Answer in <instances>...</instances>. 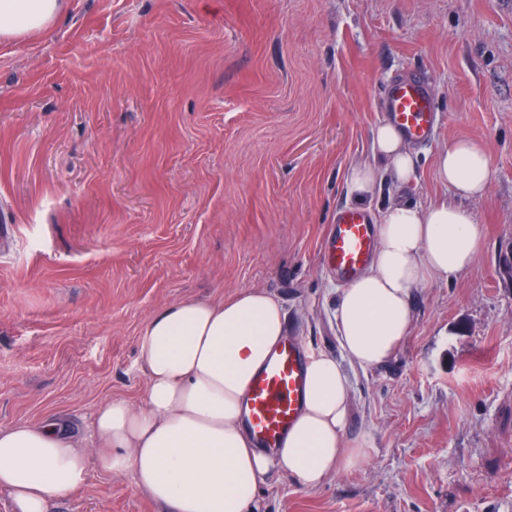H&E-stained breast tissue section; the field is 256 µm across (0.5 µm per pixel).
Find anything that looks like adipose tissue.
Here are the masks:
<instances>
[{
  "mask_svg": "<svg viewBox=\"0 0 512 512\" xmlns=\"http://www.w3.org/2000/svg\"><path fill=\"white\" fill-rule=\"evenodd\" d=\"M65 8L66 0H0V42L47 31ZM371 152V161L345 175L359 204L377 185L400 188L416 174V156L391 124L374 128ZM436 172L449 197L424 206L396 200L381 209L370 262L339 291L340 344L360 367L384 362L408 336L415 288L467 270L478 255L482 230L464 202L487 190L484 146L452 141L439 152ZM286 335L280 301L259 289L156 311L141 337V404L108 400L85 435L63 420L0 427V488L8 490L13 512H49L86 482L93 466L130 473L136 489L166 512H256L271 472L314 488L339 469L360 466L366 443L345 437L349 380L322 353L308 357L304 402L281 447L270 453L253 441L242 420L246 394Z\"/></svg>",
  "mask_w": 512,
  "mask_h": 512,
  "instance_id": "adipose-tissue-1",
  "label": "adipose tissue"
}]
</instances>
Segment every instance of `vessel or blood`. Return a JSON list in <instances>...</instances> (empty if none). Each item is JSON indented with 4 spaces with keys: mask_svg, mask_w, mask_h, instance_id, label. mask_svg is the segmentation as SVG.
<instances>
[{
    "mask_svg": "<svg viewBox=\"0 0 512 512\" xmlns=\"http://www.w3.org/2000/svg\"><path fill=\"white\" fill-rule=\"evenodd\" d=\"M385 115L409 140H430L437 123L433 93L418 75L389 82L384 90ZM377 240L369 216L346 207L336 213L324 261L343 281H352L369 262ZM307 354L297 338L282 342L254 377L245 408L246 426L258 447L279 448L293 426L305 395Z\"/></svg>",
    "mask_w": 512,
    "mask_h": 512,
    "instance_id": "vessel-or-blood-1",
    "label": "vessel or blood"
}]
</instances>
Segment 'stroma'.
<instances>
[{"label": "stroma", "instance_id": "35a3bbf8", "mask_svg": "<svg viewBox=\"0 0 512 512\" xmlns=\"http://www.w3.org/2000/svg\"><path fill=\"white\" fill-rule=\"evenodd\" d=\"M418 73L441 120L417 176L376 188L446 197L436 157L481 142L468 201L475 264L413 292L383 364L344 356L322 260L345 173L371 157L384 88ZM0 427L140 403L148 318L243 289L339 361L348 439L366 462L305 489L271 474L264 512H512V0H67L50 29L0 44ZM50 512H162L130 475L90 469Z\"/></svg>", "mask_w": 512, "mask_h": 512}]
</instances>
